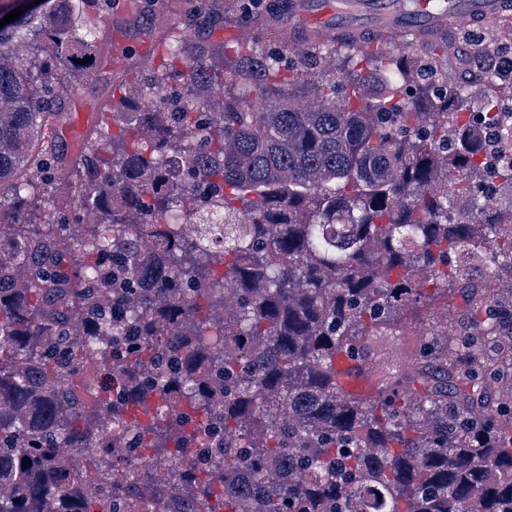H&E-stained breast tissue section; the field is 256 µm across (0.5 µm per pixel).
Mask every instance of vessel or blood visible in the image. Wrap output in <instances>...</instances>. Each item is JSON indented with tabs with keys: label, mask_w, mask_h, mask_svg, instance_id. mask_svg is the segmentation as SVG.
<instances>
[{
	"label": "vessel or blood",
	"mask_w": 512,
	"mask_h": 512,
	"mask_svg": "<svg viewBox=\"0 0 512 512\" xmlns=\"http://www.w3.org/2000/svg\"><path fill=\"white\" fill-rule=\"evenodd\" d=\"M512 11V0H289L288 48L308 40L357 46L371 33L381 49L391 50L452 28L464 31L481 20ZM95 120L94 113H74L61 136L76 149ZM336 388L350 398L378 397L372 355L337 351L332 364Z\"/></svg>",
	"instance_id": "obj_1"
}]
</instances>
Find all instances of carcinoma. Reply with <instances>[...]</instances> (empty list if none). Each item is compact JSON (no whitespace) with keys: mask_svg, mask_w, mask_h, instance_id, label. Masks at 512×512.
I'll return each instance as SVG.
<instances>
[{"mask_svg":"<svg viewBox=\"0 0 512 512\" xmlns=\"http://www.w3.org/2000/svg\"><path fill=\"white\" fill-rule=\"evenodd\" d=\"M110 11L42 0L0 28V512H125L134 487L142 512H512V296L448 265L512 272V110L463 111L406 50L308 69L172 37L60 202L55 129ZM451 285L466 323L416 401L383 368L373 401L336 390L339 347ZM94 363L102 389L62 386Z\"/></svg>","mask_w":512,"mask_h":512,"instance_id":"cac0c4a2","label":"carcinoma"}]
</instances>
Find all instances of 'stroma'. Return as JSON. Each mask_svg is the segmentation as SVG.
<instances>
[{
    "instance_id": "stroma-1",
    "label": "stroma",
    "mask_w": 512,
    "mask_h": 512,
    "mask_svg": "<svg viewBox=\"0 0 512 512\" xmlns=\"http://www.w3.org/2000/svg\"><path fill=\"white\" fill-rule=\"evenodd\" d=\"M211 9L218 12L223 22L213 32L202 34L184 22L189 8L188 0H130L129 5L118 6L104 17L100 29L99 52L91 61L95 78L86 82L69 102L73 112L107 104L112 91L134 77L156 75V68H144L143 58L152 57L154 47L172 37H183L186 42L207 41L213 54H220L228 44L229 33L243 24L259 28L254 43L269 51L286 53L289 62H297V54L288 50L287 0H211ZM512 28V16L505 14L496 22H483L470 30L445 36L448 54L444 60L457 76V89L478 98L486 92L497 91L506 108H512V78H499L493 67H486V80L470 77L469 60L463 52L466 44L483 42L485 53L498 56L512 48V38L503 34ZM464 314V303L456 292H439L431 301L408 303L400 311L398 336L385 340L374 355L396 363L411 360L427 364L425 343L432 334L458 335Z\"/></svg>"
}]
</instances>
